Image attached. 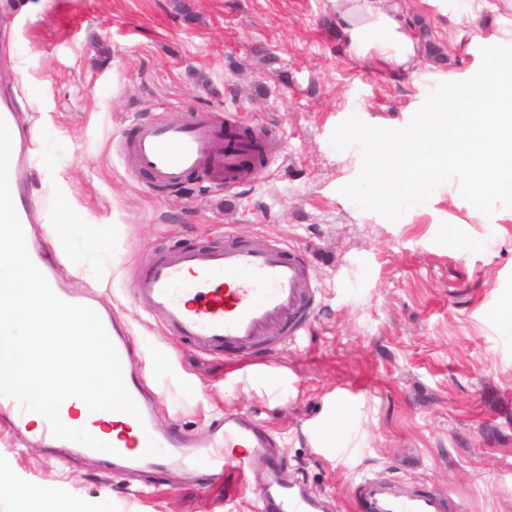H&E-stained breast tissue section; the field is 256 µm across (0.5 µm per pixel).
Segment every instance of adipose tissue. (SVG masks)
I'll return each instance as SVG.
<instances>
[{
	"mask_svg": "<svg viewBox=\"0 0 512 512\" xmlns=\"http://www.w3.org/2000/svg\"><path fill=\"white\" fill-rule=\"evenodd\" d=\"M331 19L348 56L410 79L417 90L408 104L407 127L395 126L385 134L364 127L352 117L336 140V150H358L364 179L353 194L398 220L425 210L442 194L457 196L469 220L483 219L489 207L512 220V74L500 78L501 91L461 99L454 108L443 105L448 88L466 85L489 61L512 58V0H428L436 13L452 18L469 16L473 24L448 29L453 51L469 67L451 74L425 60L424 41L407 21L400 0H330ZM438 138L439 163L434 173L410 177V164H423L420 141L428 130ZM0 288L10 289L7 308L11 324L0 325V377L13 378L26 388L41 415L56 407L57 390L66 367L61 356L88 350L87 336L72 332L37 299L25 268L0 253ZM276 399L288 394V372L282 368L248 367L224 382L225 391L238 383ZM70 397L82 394L107 409L121 401L95 368H85L70 379Z\"/></svg>",
	"mask_w": 512,
	"mask_h": 512,
	"instance_id": "1",
	"label": "adipose tissue"
}]
</instances>
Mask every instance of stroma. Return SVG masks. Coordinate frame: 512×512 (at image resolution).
Returning <instances> with one entry per match:
<instances>
[{
    "mask_svg": "<svg viewBox=\"0 0 512 512\" xmlns=\"http://www.w3.org/2000/svg\"><path fill=\"white\" fill-rule=\"evenodd\" d=\"M330 10L329 0H0V86L31 132L40 242L51 246L60 191L74 244L114 225L104 252L56 270L94 288L131 331L159 427L204 441L224 413L252 416L327 512H352L364 475L431 484L465 512H512V332L500 322L512 304V220L455 223L446 196L401 223L351 202L364 172L334 147L349 116L403 121L416 91L348 58ZM168 108L217 123L238 113L278 139L280 157L229 192L207 177L152 190L117 149ZM257 235L314 262L321 302L299 344L205 350L136 304L150 257ZM258 364L287 369L294 394L225 393L229 374ZM334 413L354 421L348 446L313 435ZM0 481L44 489L71 512H94L104 492L115 512H259L265 475L241 490L179 464L126 472L2 426Z\"/></svg>",
    "mask_w": 512,
    "mask_h": 512,
    "instance_id": "35a3bbf8",
    "label": "stroma"
}]
</instances>
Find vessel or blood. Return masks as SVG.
<instances>
[{
  "mask_svg": "<svg viewBox=\"0 0 512 512\" xmlns=\"http://www.w3.org/2000/svg\"><path fill=\"white\" fill-rule=\"evenodd\" d=\"M239 122L226 115L216 127L208 115L186 120L155 118L134 126L119 149L152 184L176 186L192 176L220 174L226 188L258 180L262 172L246 163L249 140L238 137ZM32 161L27 132L21 127L7 90H0V223L13 241L14 257L26 263L37 291L50 309L62 312L72 330L93 327L106 337L103 350L92 353L104 378L122 397L142 447L125 438L108 439L96 430V419L75 430L69 410L58 405L47 416L39 438L60 447L94 454L107 452L113 461L161 468L174 458L207 460L215 474H234L247 482L257 467L269 472L262 512H325L321 497L298 477L282 479L269 453L272 441L250 419L227 416L215 432L225 449L216 452L182 433L154 427L153 401L144 391L130 351L127 329L91 293L69 287L55 268L43 261L33 240L38 204L31 194ZM315 272L300 251L265 236L205 250H175L151 258L135 283L138 305L169 335L185 337L204 348L251 349L279 329L288 343L307 333L321 301ZM37 407L10 379H0V418L18 427L36 415ZM355 512H464L461 503L426 484L378 476L360 477L353 488Z\"/></svg>",
  "mask_w": 512,
  "mask_h": 512,
  "instance_id": "obj_1",
  "label": "vessel or blood"
}]
</instances>
